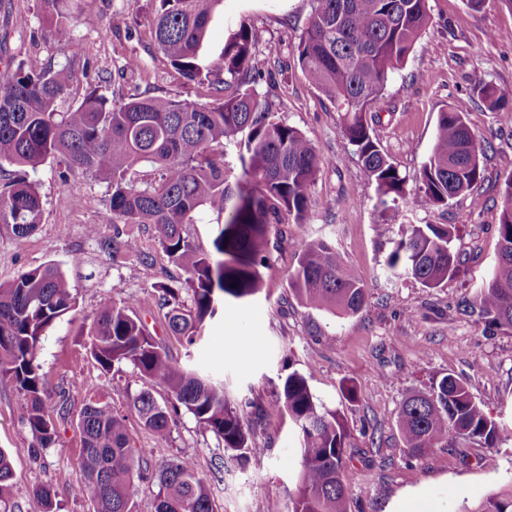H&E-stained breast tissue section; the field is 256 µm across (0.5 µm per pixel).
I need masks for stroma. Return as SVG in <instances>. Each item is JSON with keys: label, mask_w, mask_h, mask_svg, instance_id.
Listing matches in <instances>:
<instances>
[{"label": "stroma", "mask_w": 512, "mask_h": 512, "mask_svg": "<svg viewBox=\"0 0 512 512\" xmlns=\"http://www.w3.org/2000/svg\"><path fill=\"white\" fill-rule=\"evenodd\" d=\"M313 6V0H223L203 44L205 63L218 65L228 34L239 23L250 25L258 35L251 61L255 90L273 99L279 117L334 163L320 170L311 187L307 222L289 220L287 242L273 249L263 271L262 293L226 306L195 344L170 334L154 301L155 284L181 281L185 274L163 253L152 226L124 225L138 242L137 253L113 258L100 252L98 238L115 229L108 180L67 175L53 158L28 171L42 198V222L21 247L0 228V284L52 263L75 288V306L46 330L39 349L45 390L51 400L65 398L68 413L58 423L55 445L34 449L22 397L0 383V449L10 457L18 485L52 487L56 512H94L90 499L71 493L83 479L77 422L94 396L125 415L132 446L152 449L153 465L193 458L210 481L215 512H290L300 441L286 410L274 403L294 371L306 376L317 402L337 411L352 435L345 469L349 512H459L512 486V439L496 448H435L412 458L397 426L404 396L448 373L467 384L488 417L512 424V333H489L457 310L497 263L499 190L512 174V120L491 111L473 82L482 78L512 99V41L492 37L493 31L512 30V9L501 0H486L478 13L463 0H429L430 24L374 106L381 117L375 135L406 178L405 197L383 206L333 102L297 62L295 46ZM65 7L83 47L74 59L49 37L36 0H0V65L21 62L37 71L51 62L71 64L75 82L60 111L77 106L93 88L109 98L149 93L208 103L206 88L181 84L156 48L150 0H66ZM131 58L139 68L127 67ZM418 73L425 74L424 82H415ZM448 109L463 113L490 143L476 188L484 199L478 209L463 196L444 207L416 196L438 116ZM406 224L457 225L460 275L433 289L388 280L383 262ZM319 239L332 242L367 284L368 301L357 314L307 307L289 290L297 243ZM130 298L138 300L139 316L173 363L223 382L225 399L243 412L252 426L250 441L263 455L223 458L215 435L186 412L166 438L144 427L131 396L147 388L163 404L166 390L147 385L128 362L102 372L89 350L100 305Z\"/></svg>", "instance_id": "35a3bbf8"}]
</instances>
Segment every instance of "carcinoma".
Masks as SVG:
<instances>
[{"instance_id":"cac0c4a2","label":"carcinoma","mask_w":512,"mask_h":512,"mask_svg":"<svg viewBox=\"0 0 512 512\" xmlns=\"http://www.w3.org/2000/svg\"><path fill=\"white\" fill-rule=\"evenodd\" d=\"M56 16L49 29L71 56L79 53L64 0H38ZM296 46L297 61L309 81L339 112L343 132L376 184L381 204L406 194V177L388 162L375 136L379 120L373 103L390 77L406 64L431 16L428 0H314ZM222 0H151L157 49L183 84L208 78L212 102L143 95L128 100L89 92L68 112L56 110L69 93L74 74L67 64L40 71L9 63L0 72V224L24 243L41 223L42 201L34 183L10 166L37 168L57 159L70 172L111 182L114 224H150L168 259L186 274L191 305L178 289L159 285L161 306L174 336L192 344L226 304L247 301L262 287L261 269L271 248L287 239L285 217L302 221L311 207L310 188L329 164L297 128L276 117L273 100L253 88L250 62L256 35L246 22L229 34L221 54L224 77L203 72L200 51L212 14ZM474 89L496 112L512 113L504 95L477 78ZM238 148L240 170L224 162L229 145ZM487 141L452 109L440 113L434 146L419 176L418 194L431 206L459 196L481 203L474 188L483 174ZM154 172L133 178L136 168ZM217 215L208 244L185 232L200 211ZM499 255L492 278L459 311L475 316L490 332L512 331V174L502 186L497 227ZM458 227L410 224L384 260L388 276L436 288L459 274L453 242ZM103 253H134L137 243L116 232L99 241ZM289 289L303 304L332 314H356L366 304L362 278L342 263L324 241L298 245ZM75 297L54 264L21 273L0 284V382L25 400V424L40 448L57 441V427L39 373L38 347L45 330L73 307ZM91 353L104 372L131 363L142 377L163 385L168 402L158 404L142 390L132 405L146 428L163 439L180 411L213 433L237 458L260 455L249 443L243 415L224 399V384L190 367L174 366L137 313L135 302L101 305L90 329ZM277 403L288 412L301 440L298 483L291 512H347L344 479L349 434L336 411L317 402L306 377L289 374ZM397 425L409 455L422 456L457 441L496 448L512 436V426L490 419L468 387L451 374L407 395ZM80 464L83 481L73 493L94 503V512H138L135 478L151 474L157 487L154 512H214L209 480L195 462L182 457L151 467V451L134 448L125 416L101 398L81 409ZM10 459L0 450V512L18 497ZM24 496L53 512L48 485L25 488ZM463 512H512V487L492 491Z\"/></svg>"}]
</instances>
